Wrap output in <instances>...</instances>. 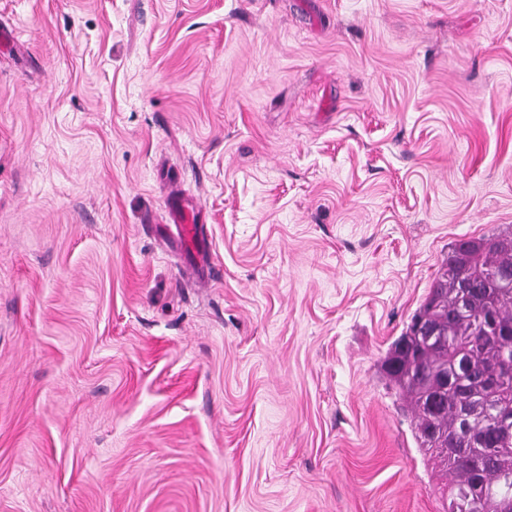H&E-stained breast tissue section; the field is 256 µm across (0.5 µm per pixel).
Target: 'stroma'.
<instances>
[{
	"instance_id": "35a3bbf8",
	"label": "stroma",
	"mask_w": 512,
	"mask_h": 512,
	"mask_svg": "<svg viewBox=\"0 0 512 512\" xmlns=\"http://www.w3.org/2000/svg\"><path fill=\"white\" fill-rule=\"evenodd\" d=\"M0 512H446L383 372L512 232V0H0ZM174 198L219 279L169 251Z\"/></svg>"
}]
</instances>
